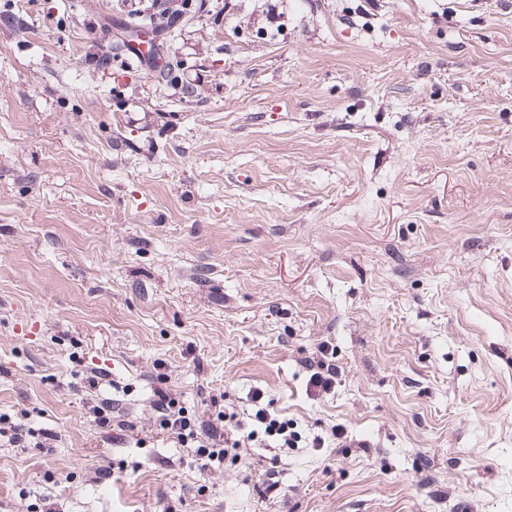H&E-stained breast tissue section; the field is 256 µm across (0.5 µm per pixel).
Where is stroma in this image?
Here are the masks:
<instances>
[{
	"label": "stroma",
	"mask_w": 512,
	"mask_h": 512,
	"mask_svg": "<svg viewBox=\"0 0 512 512\" xmlns=\"http://www.w3.org/2000/svg\"><path fill=\"white\" fill-rule=\"evenodd\" d=\"M0 415V512H512V0H0ZM321 358L317 361L318 371L311 374L309 382L314 387H320L322 391H328L336 384V365L326 363L327 354L325 347L320 349ZM156 386L153 391V407L161 430L174 437L181 444L192 443L197 448L203 467L224 465V460L234 456L239 448H247L245 443H253L252 448H299L301 441L294 424L288 418H281L268 408L269 402L262 403L263 395L257 392L252 399L256 410L249 418L251 427L236 421L235 417L224 411V397L210 396L209 402L214 407V421L222 427L220 433L217 425L210 423L208 427L199 426L188 415L169 391L165 382ZM228 418V420H227ZM225 422V425H224ZM228 422V423H226ZM246 433V435H245Z\"/></svg>",
	"instance_id": "obj_1"
}]
</instances>
